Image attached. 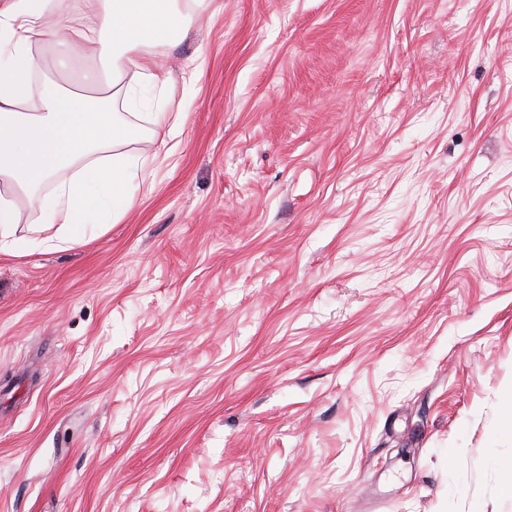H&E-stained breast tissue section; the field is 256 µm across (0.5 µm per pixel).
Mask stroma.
<instances>
[{
	"mask_svg": "<svg viewBox=\"0 0 512 512\" xmlns=\"http://www.w3.org/2000/svg\"><path fill=\"white\" fill-rule=\"evenodd\" d=\"M134 204L0 253V512H512V0H208ZM149 112V115L145 117V120L152 124L150 132L152 136L159 140L160 144L164 146L167 138L170 136L173 128L181 122L182 112Z\"/></svg>",
	"mask_w": 512,
	"mask_h": 512,
	"instance_id": "stroma-1",
	"label": "stroma"
}]
</instances>
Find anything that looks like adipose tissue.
I'll list each match as a JSON object with an SVG mask.
<instances>
[{
  "instance_id": "adipose-tissue-1",
  "label": "adipose tissue",
  "mask_w": 512,
  "mask_h": 512,
  "mask_svg": "<svg viewBox=\"0 0 512 512\" xmlns=\"http://www.w3.org/2000/svg\"><path fill=\"white\" fill-rule=\"evenodd\" d=\"M206 8V0H0V251L11 250L20 221L13 197L37 201L43 183L57 179L45 215L57 244H74L98 212L119 222L131 208L127 186L142 157L123 152L136 131L114 111L131 101L134 85L165 88L175 75L152 60L147 46L175 44ZM48 42L83 72L89 59L109 57L112 83L93 103L52 83L35 85V46Z\"/></svg>"
}]
</instances>
